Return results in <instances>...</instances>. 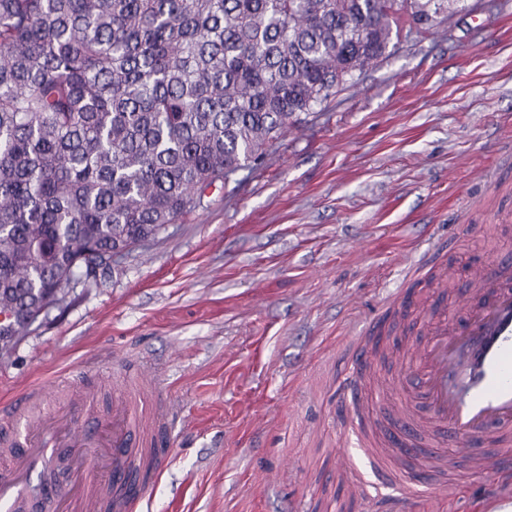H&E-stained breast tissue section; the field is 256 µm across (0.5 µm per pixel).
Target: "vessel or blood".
Masks as SVG:
<instances>
[{
  "mask_svg": "<svg viewBox=\"0 0 512 512\" xmlns=\"http://www.w3.org/2000/svg\"><path fill=\"white\" fill-rule=\"evenodd\" d=\"M456 305L463 326L450 324L434 307V324L394 380L412 386L417 405H398L399 446L377 449L370 413L358 378L346 380L351 426L345 441L370 452L381 478L400 488L393 499L375 501L376 512H424L439 497L458 501L465 483L453 477L422 487L409 467L414 458L431 459L433 449L452 442L475 477L512 473V264L496 261L473 267L469 286ZM43 390L32 387L0 409V427L16 422L18 438L0 442V512H18L30 496L32 478L57 449H69L72 470L56 491L55 512H136L146 480L158 479L170 455L172 411L155 381L121 383L112 390V411L98 420L95 393L72 390L67 402L34 413ZM512 503V487L485 489L481 512Z\"/></svg>",
  "mask_w": 512,
  "mask_h": 512,
  "instance_id": "1",
  "label": "vessel or blood"
}]
</instances>
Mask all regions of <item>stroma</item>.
<instances>
[{
  "label": "stroma",
  "instance_id": "stroma-1",
  "mask_svg": "<svg viewBox=\"0 0 512 512\" xmlns=\"http://www.w3.org/2000/svg\"><path fill=\"white\" fill-rule=\"evenodd\" d=\"M512 0H455L447 23L401 37L269 143L264 161L205 190L156 239L70 291L0 351V404L89 362L104 398L123 369L156 372L173 452L137 512H368L337 466L350 351L400 264L438 255L398 313L449 321L467 267L512 262ZM404 362L378 359L361 393L386 432Z\"/></svg>",
  "mask_w": 512,
  "mask_h": 512
}]
</instances>
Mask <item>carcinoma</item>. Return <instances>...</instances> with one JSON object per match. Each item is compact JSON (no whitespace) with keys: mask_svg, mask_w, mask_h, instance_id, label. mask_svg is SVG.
I'll return each mask as SVG.
<instances>
[{"mask_svg":"<svg viewBox=\"0 0 512 512\" xmlns=\"http://www.w3.org/2000/svg\"><path fill=\"white\" fill-rule=\"evenodd\" d=\"M448 0H0V335L156 237Z\"/></svg>","mask_w":512,"mask_h":512,"instance_id":"obj_1","label":"carcinoma"}]
</instances>
